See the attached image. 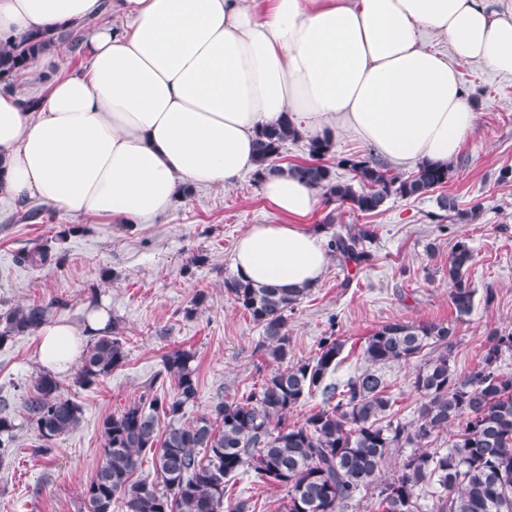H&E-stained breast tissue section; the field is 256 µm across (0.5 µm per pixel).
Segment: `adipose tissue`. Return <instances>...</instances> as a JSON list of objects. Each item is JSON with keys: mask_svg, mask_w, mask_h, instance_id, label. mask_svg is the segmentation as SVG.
<instances>
[{"mask_svg": "<svg viewBox=\"0 0 512 512\" xmlns=\"http://www.w3.org/2000/svg\"><path fill=\"white\" fill-rule=\"evenodd\" d=\"M106 10L121 27L98 24ZM59 28L78 33L86 65L67 71L51 49L21 71L26 92L0 86V195L122 224L165 213L186 185L232 186L287 111L396 163L448 162L475 119L461 65L512 73L506 0H0L1 36ZM262 193L289 221L248 226L235 273L316 285L328 255L299 224L316 190L285 173ZM111 329L102 306L78 330L43 324L39 359L68 369L79 340Z\"/></svg>", "mask_w": 512, "mask_h": 512, "instance_id": "obj_1", "label": "adipose tissue"}]
</instances>
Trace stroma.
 Listing matches in <instances>:
<instances>
[{
	"instance_id": "35a3bbf8",
	"label": "stroma",
	"mask_w": 512,
	"mask_h": 512,
	"mask_svg": "<svg viewBox=\"0 0 512 512\" xmlns=\"http://www.w3.org/2000/svg\"><path fill=\"white\" fill-rule=\"evenodd\" d=\"M460 72L475 120L442 193L455 196L463 209L481 203L475 220L452 221L440 230L433 216L442 193L433 192L416 200L391 198L369 215L324 202L301 221L325 240L345 225L375 234L368 265L349 271L330 258L318 285L288 314L293 358L313 356L320 337L340 339L342 361L334 381L365 368V340L388 322L448 324L456 336L451 365L459 372L478 366L490 330L512 331V182L498 180L502 168H512V74L478 63L461 65ZM20 208L0 199V312L62 296L68 308L51 310L49 321L78 327L94 293L118 320L127 351L125 365L93 388L75 386L73 370L59 372L62 396L83 406L81 423L58 437L47 456L34 454L35 435L19 425L16 453L0 463V512H79L82 489L101 457V421L139 397L167 351L186 348L196 354L199 396L186 407L185 420L206 415L217 397L232 399L256 381L255 347L262 329L225 292L224 279L249 225L285 224L289 218L263 196L249 172L224 189L192 186L190 195L164 214L131 227L46 206L37 220L18 224L14 216ZM73 225L78 231L62 245L63 263L40 270L17 263L21 248L52 240ZM460 239L475 253L469 273L474 307L461 320L446 273L448 255ZM199 252L207 263L187 268ZM105 268L112 272L106 280L100 277ZM199 292L205 302L191 309ZM38 346L34 332L0 346V397L12 414H19L26 389L43 368ZM423 363L419 356L384 368L394 418H415L419 396L413 380Z\"/></svg>"
}]
</instances>
